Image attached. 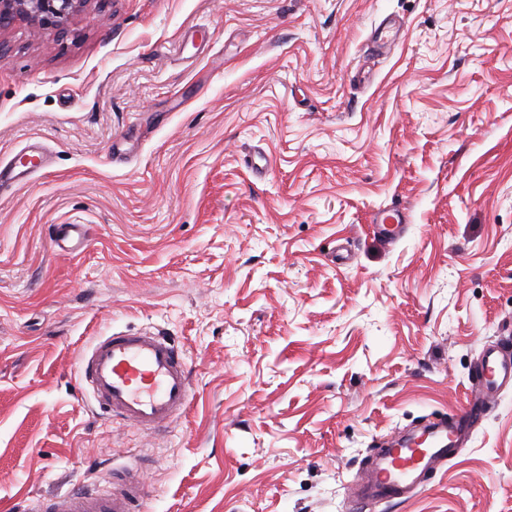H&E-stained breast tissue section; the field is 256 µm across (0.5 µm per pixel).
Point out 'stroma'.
Here are the masks:
<instances>
[{
    "instance_id": "stroma-1",
    "label": "stroma",
    "mask_w": 512,
    "mask_h": 512,
    "mask_svg": "<svg viewBox=\"0 0 512 512\" xmlns=\"http://www.w3.org/2000/svg\"><path fill=\"white\" fill-rule=\"evenodd\" d=\"M36 141L49 167L0 191V512L121 468L145 512H352L379 442L512 331V0H90L0 31V162ZM145 330L192 372L153 434L76 374ZM366 512H512V388ZM408 220L409 215L406 209L385 211L374 218V230L388 243H395L400 239Z\"/></svg>"
}]
</instances>
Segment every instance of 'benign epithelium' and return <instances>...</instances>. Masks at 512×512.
I'll use <instances>...</instances> for the list:
<instances>
[{"label": "benign epithelium", "mask_w": 512, "mask_h": 512, "mask_svg": "<svg viewBox=\"0 0 512 512\" xmlns=\"http://www.w3.org/2000/svg\"><path fill=\"white\" fill-rule=\"evenodd\" d=\"M91 0H0V31L20 24L45 30L65 28Z\"/></svg>", "instance_id": "7a95c632"}]
</instances>
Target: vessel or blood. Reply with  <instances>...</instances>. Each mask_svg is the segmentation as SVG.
Listing matches in <instances>:
<instances>
[{
  "label": "vessel or blood",
  "instance_id": "b4317fda",
  "mask_svg": "<svg viewBox=\"0 0 512 512\" xmlns=\"http://www.w3.org/2000/svg\"><path fill=\"white\" fill-rule=\"evenodd\" d=\"M46 151L29 145L0 170V186L25 180L44 165ZM409 220L407 210L379 213L374 230L387 242L400 239ZM79 381L112 418L152 433L179 419L190 404L189 369L168 338L147 332H117L98 337L76 368ZM512 386V346L493 344L479 357L469 392L448 420L423 428L381 449L361 484L350 496L359 505L392 502L422 492L427 476L455 458L482 425L500 393ZM143 484L137 472L122 470L111 488L78 490L51 501H40L35 512H138Z\"/></svg>",
  "mask_w": 512,
  "mask_h": 512
}]
</instances>
